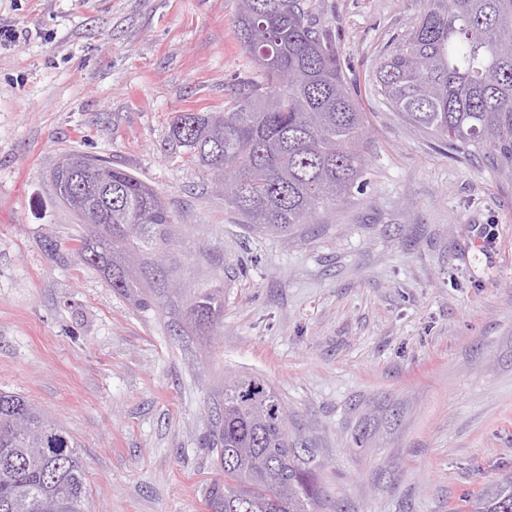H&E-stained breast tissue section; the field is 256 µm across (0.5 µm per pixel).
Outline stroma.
Here are the masks:
<instances>
[{
  "instance_id": "obj_1",
  "label": "stroma",
  "mask_w": 512,
  "mask_h": 512,
  "mask_svg": "<svg viewBox=\"0 0 512 512\" xmlns=\"http://www.w3.org/2000/svg\"><path fill=\"white\" fill-rule=\"evenodd\" d=\"M367 119L349 196L276 233L169 148L181 112L259 78L236 0H0V389L80 443L90 512H210L224 382L262 376L318 463L317 512H460L512 469V171L403 121L375 71L421 0H315ZM69 149L130 170L173 222L138 306L76 250ZM59 242L50 250L49 242ZM224 295L211 331L191 296Z\"/></svg>"
}]
</instances>
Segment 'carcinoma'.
<instances>
[{"mask_svg":"<svg viewBox=\"0 0 512 512\" xmlns=\"http://www.w3.org/2000/svg\"><path fill=\"white\" fill-rule=\"evenodd\" d=\"M236 31L264 80L238 77L222 112H182L172 147L224 186V201L249 223L286 232L347 195L364 173L366 113L348 93L329 23L308 0H237ZM375 80L384 100L448 151L479 154L512 170V0H423ZM84 174L112 182L99 203L102 230L78 258L115 290L147 306L135 256L162 240L173 217L162 196L118 165L97 159ZM219 290H202L187 317L213 328ZM284 402L261 376L224 383V417L209 443L216 477L211 512H315L314 456L280 428ZM80 445L23 397L0 391V512H86ZM467 512H512V470L466 501Z\"/></svg>","mask_w":512,"mask_h":512,"instance_id":"cac0c4a2","label":"carcinoma"}]
</instances>
